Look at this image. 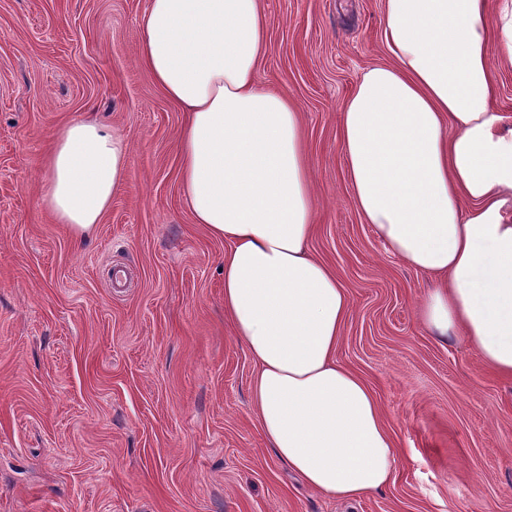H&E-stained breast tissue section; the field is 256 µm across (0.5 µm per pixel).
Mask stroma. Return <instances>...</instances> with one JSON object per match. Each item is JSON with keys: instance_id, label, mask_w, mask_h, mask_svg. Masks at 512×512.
<instances>
[{"instance_id": "35a3bbf8", "label": "stroma", "mask_w": 512, "mask_h": 512, "mask_svg": "<svg viewBox=\"0 0 512 512\" xmlns=\"http://www.w3.org/2000/svg\"><path fill=\"white\" fill-rule=\"evenodd\" d=\"M147 0H0V512H512V380L418 306L430 275L364 224L343 105L391 64L383 0H262L261 88L298 106L312 172L309 252L350 297L336 358L403 451L352 503L269 449L256 365L224 317V243L180 193L185 114L144 72ZM95 118L130 143L127 178L85 238L42 201L55 133Z\"/></svg>"}]
</instances>
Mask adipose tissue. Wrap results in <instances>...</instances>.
<instances>
[{
	"mask_svg": "<svg viewBox=\"0 0 512 512\" xmlns=\"http://www.w3.org/2000/svg\"><path fill=\"white\" fill-rule=\"evenodd\" d=\"M145 73L187 114L180 190L227 242L224 313L258 365L253 400L274 454L306 485L355 501L402 460L373 393L338 363L350 298L307 249L316 225L299 113L255 73L260 0H147ZM392 64L347 98L341 146L353 203L388 250L439 275L420 304L433 334L462 336L512 379V133L494 104L491 45L512 63V0H384ZM129 142L90 120L58 130L43 200L75 236L123 186Z\"/></svg>",
	"mask_w": 512,
	"mask_h": 512,
	"instance_id": "adipose-tissue-1",
	"label": "adipose tissue"
}]
</instances>
